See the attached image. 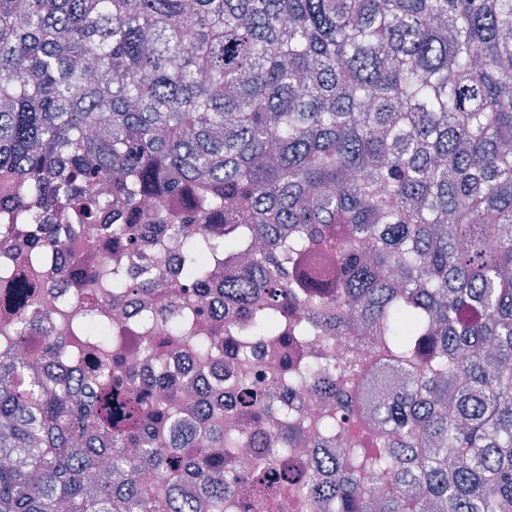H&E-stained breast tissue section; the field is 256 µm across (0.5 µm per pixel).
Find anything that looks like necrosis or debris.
<instances>
[{
    "instance_id": "1",
    "label": "necrosis or debris",
    "mask_w": 512,
    "mask_h": 512,
    "mask_svg": "<svg viewBox=\"0 0 512 512\" xmlns=\"http://www.w3.org/2000/svg\"><path fill=\"white\" fill-rule=\"evenodd\" d=\"M11 187L0 180V354L28 361L38 350V336L49 333L70 339L74 336L75 318L91 312H105L112 325V347L103 349L86 345L70 355L45 365L41 381L52 382L69 376L75 391L93 390L112 379V354L121 352L143 377L163 370L167 382L179 386V417L182 432L166 430L163 442L185 445L211 442L215 459H228L237 474L250 475L256 464L270 460L268 480L273 512H307L300 499L287 492L280 478L288 465L307 466L312 448L291 449L279 456L272 446V434L281 420L283 407L304 406L308 417L325 414L330 404L325 400L306 399L304 392H288L283 387L282 367L271 340L250 335V324L238 310L224 303V278L240 266L237 252L228 251L211 261V274L206 283L195 287V306L205 308L207 316L192 320L182 340L159 338L147 327V319L168 322L186 310L180 278L183 251L168 237H161L154 250V263L163 272V282L154 288L95 292L86 281L91 271L108 261L133 267L135 261L127 251L111 239L91 240L82 235L72 237L70 244L58 246L43 242L38 263H26L33 238L30 233L13 229L12 208L8 198ZM25 276L37 287L38 297L28 315L38 335L20 342L18 319L5 311L13 281ZM219 336L223 342L219 355L202 359L198 353L202 339ZM255 384L271 393V413L261 426L250 425L241 408L240 387ZM222 425L225 435L235 437L234 447L212 442L215 425Z\"/></svg>"
}]
</instances>
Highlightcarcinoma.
<instances>
[{
	"instance_id": "cac0c4a2",
	"label": "carcinoma",
	"mask_w": 512,
	"mask_h": 512,
	"mask_svg": "<svg viewBox=\"0 0 512 512\" xmlns=\"http://www.w3.org/2000/svg\"><path fill=\"white\" fill-rule=\"evenodd\" d=\"M0 177L17 223L62 202L140 258L98 270V290L157 275L144 196L185 203L154 233L200 226L188 284L213 253L259 242L224 301L279 350L329 333L323 362L284 377L336 401L321 435L351 418L358 377L330 334L381 338L380 432L293 476L311 505L371 512L357 480L379 472L398 488L383 512H512V0H0ZM76 331L44 337L41 359L111 339L104 316ZM23 376L0 356V512H224L241 477L202 445L188 460L204 493L177 495L178 448L158 446L175 394L68 399ZM245 397L255 423L262 395ZM304 429L285 413L274 446Z\"/></svg>"
}]
</instances>
